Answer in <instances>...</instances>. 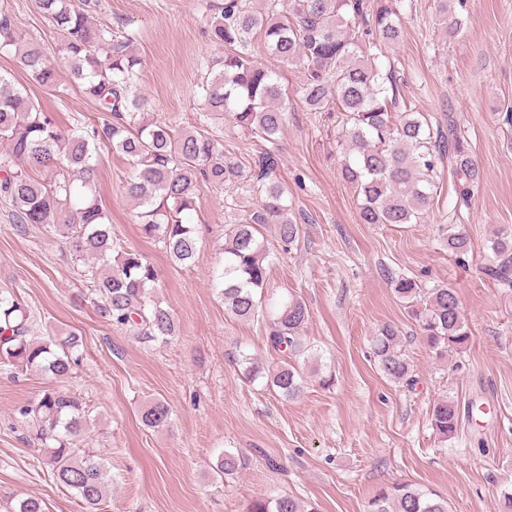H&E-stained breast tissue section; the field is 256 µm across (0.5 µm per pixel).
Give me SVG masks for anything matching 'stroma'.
I'll list each match as a JSON object with an SVG mask.
<instances>
[{"instance_id": "obj_1", "label": "stroma", "mask_w": 512, "mask_h": 512, "mask_svg": "<svg viewBox=\"0 0 512 512\" xmlns=\"http://www.w3.org/2000/svg\"><path fill=\"white\" fill-rule=\"evenodd\" d=\"M0 5L19 39L54 49L58 36L34 0ZM445 6L456 9L457 0L404 2L405 38L389 53L400 76L399 109L422 113L432 132L455 128L480 180L461 202L455 163L443 157L420 223H361L360 201L339 173L335 116L307 111L298 73L279 67L289 112L277 175L288 186L301 235L286 249L274 227L265 229L272 252L266 288L303 298L306 340L335 373L334 389L311 375L285 401L246 382L226 361L239 344L270 359L263 323L225 314L210 281L224 257L227 192L201 189L193 220L203 262L180 267L161 243L143 238L124 190L123 159L100 152L98 192L112 236L154 264L158 294L179 325L164 345L140 343L81 303L84 266L66 257L64 238L35 224L19 229L0 200V289L24 297L35 334L52 328L82 338L80 364L66 379L0 371V512H12L27 496L44 500L47 512H82L72 492L43 472L15 416L19 404L47 388L75 393L89 412L85 444L112 475L102 512H245L254 497L279 493L313 512H367L376 491L394 482L439 492L448 512H500L503 494L512 492V288L484 268L493 258V233L512 234V0H466L464 26L451 37L441 24ZM210 16L206 0H99L97 26L136 36V84L151 101L150 119L197 125L196 85L214 55ZM0 73L11 74L62 127L101 117L67 74L58 88L42 87L9 52H0ZM453 226L472 244L461 261L448 252ZM395 276L422 288L455 289L469 345L436 357L395 296ZM384 324L402 336L411 385L391 382L373 358L370 339ZM445 396L463 407L478 399L499 407L484 427L466 420L444 440L431 427L430 411ZM153 400L170 405L168 426L143 425L141 410ZM224 451L246 462L226 480L214 472Z\"/></svg>"}]
</instances>
